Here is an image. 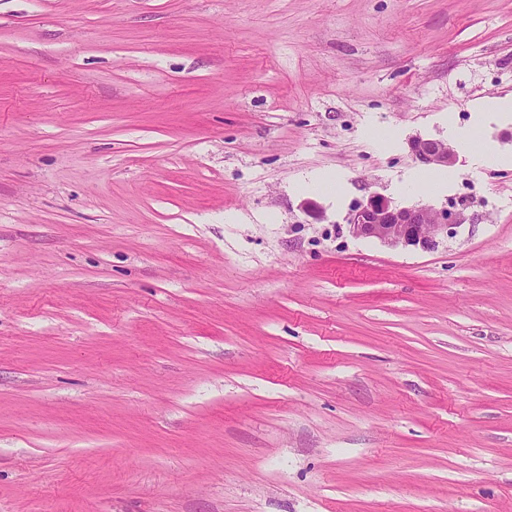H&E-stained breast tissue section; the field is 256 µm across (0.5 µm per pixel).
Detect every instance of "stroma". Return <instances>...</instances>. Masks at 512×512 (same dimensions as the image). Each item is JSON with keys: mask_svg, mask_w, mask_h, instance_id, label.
<instances>
[{"mask_svg": "<svg viewBox=\"0 0 512 512\" xmlns=\"http://www.w3.org/2000/svg\"><path fill=\"white\" fill-rule=\"evenodd\" d=\"M506 96L512 0H0V512H512V168L403 189ZM413 159L426 167H448L455 162V153L444 142L436 139L415 138L409 143ZM345 221L355 237L376 238L391 246L429 248L464 224L465 217L463 210L455 207H399L384 195L373 193L366 201L354 205Z\"/></svg>", "mask_w": 512, "mask_h": 512, "instance_id": "1", "label": "stroma"}]
</instances>
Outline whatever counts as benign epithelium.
Returning <instances> with one entry per match:
<instances>
[{
	"mask_svg": "<svg viewBox=\"0 0 512 512\" xmlns=\"http://www.w3.org/2000/svg\"><path fill=\"white\" fill-rule=\"evenodd\" d=\"M409 151L417 163L426 167H448L455 162L454 151L436 139L415 138L409 143ZM463 223L461 209L399 207L379 193L354 205L346 217L349 233L355 237L376 238L391 246L422 248L434 245Z\"/></svg>",
	"mask_w": 512,
	"mask_h": 512,
	"instance_id": "benign-epithelium-1",
	"label": "benign epithelium"
}]
</instances>
